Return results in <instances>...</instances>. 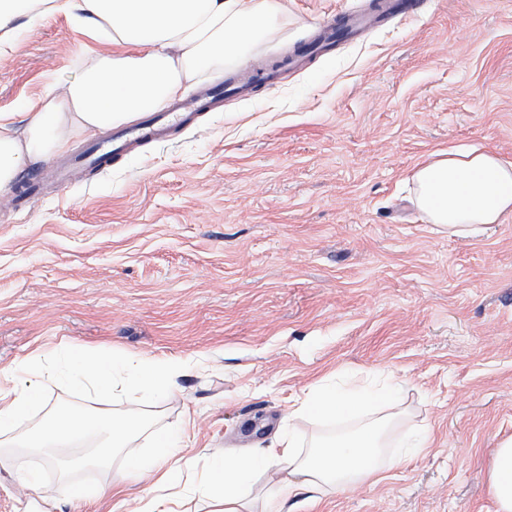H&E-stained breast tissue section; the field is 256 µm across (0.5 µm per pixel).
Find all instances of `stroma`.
I'll use <instances>...</instances> for the list:
<instances>
[{"instance_id": "1", "label": "stroma", "mask_w": 512, "mask_h": 512, "mask_svg": "<svg viewBox=\"0 0 512 512\" xmlns=\"http://www.w3.org/2000/svg\"><path fill=\"white\" fill-rule=\"evenodd\" d=\"M420 2L296 69L288 56L321 24L371 0H282L279 31L181 95L282 66L274 80L106 168L55 174L98 130L23 169L0 197V370L69 345L185 362L176 395L140 416L183 427L187 497L224 451L269 447L280 429L306 448L354 427L289 419L322 379L390 371L407 415L386 453L417 430L430 447L298 512H492L486 468L512 435V215L454 236L409 202L407 180L451 146L512 156V0ZM102 49L66 13L43 19L0 55V112L73 80ZM65 406L127 410L54 385L11 438ZM90 450L0 458V512H40L18 480L27 471L57 489L54 512L155 496L122 477L127 457L151 456L148 435L107 467H91Z\"/></svg>"}]
</instances>
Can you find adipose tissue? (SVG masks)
Wrapping results in <instances>:
<instances>
[{"label": "adipose tissue", "mask_w": 512, "mask_h": 512, "mask_svg": "<svg viewBox=\"0 0 512 512\" xmlns=\"http://www.w3.org/2000/svg\"><path fill=\"white\" fill-rule=\"evenodd\" d=\"M60 11L116 50L92 54L63 89L48 88L18 111L0 113V195L11 190L23 166L61 152L72 135L161 110L184 82L210 64L243 58L267 34L282 5L280 0H0V54L19 36L20 20L32 24ZM411 181L412 203L428 223L448 227L457 236L476 234L480 225L501 223L512 214V158L492 150L436 151L415 169ZM183 368L168 359L93 357L73 346L55 352L48 362L36 356L24 359L4 374L14 385L0 389V432L41 405L46 388L81 377L95 392L127 402V418L89 421L60 414L21 439L20 447L54 448L100 438L106 447H124L141 428L137 405L172 395ZM401 389L396 379L376 391L363 386L350 394L331 385L312 387L294 404L293 417L334 420L359 414L368 417V424L307 450L279 431L271 448L225 453L201 480L198 500L219 506L220 512H254L250 482L260 470L268 474L261 512H292L291 501L303 492L317 503L370 484L386 466L382 440L391 421L372 413L394 407ZM151 441L150 457L127 459L126 477L150 474L158 485L177 488L192 461L180 429L159 430ZM487 489L496 512H512V436L497 445Z\"/></svg>", "instance_id": "ef3b65f1"}]
</instances>
